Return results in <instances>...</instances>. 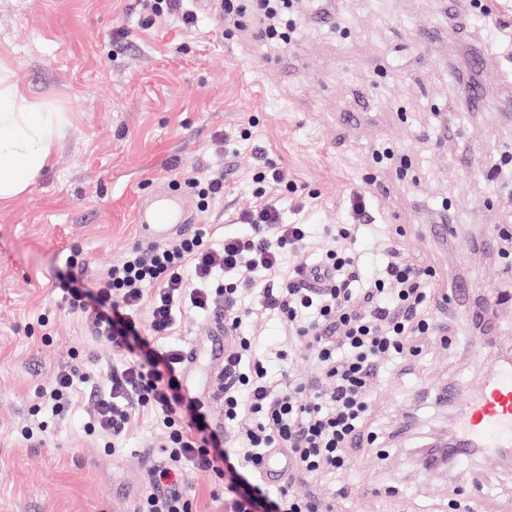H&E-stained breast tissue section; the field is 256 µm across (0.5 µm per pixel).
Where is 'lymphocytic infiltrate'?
I'll use <instances>...</instances> for the list:
<instances>
[{
	"label": "lymphocytic infiltrate",
	"instance_id": "f902f5d3",
	"mask_svg": "<svg viewBox=\"0 0 512 512\" xmlns=\"http://www.w3.org/2000/svg\"><path fill=\"white\" fill-rule=\"evenodd\" d=\"M247 12L268 43L285 47L296 39L292 0H224L229 23ZM241 221L251 233L225 235L217 246L199 232L169 244L141 242L92 284L72 272L60 280L67 310L120 356L108 392L90 395V431L120 444L143 410L162 434V458L147 474L151 490L137 512H193L191 496L174 479L185 464L223 480L224 512H320L316 500L295 492L296 481L351 469L354 451L377 440L371 406L379 382L437 335L435 273L407 259L389 228L380 231L389 258L364 282L347 248L358 225L334 226L317 263L288 271L285 258L308 245L309 225L285 223L278 201L267 196ZM183 302L224 319L220 430L184 389L189 355L164 343ZM263 314L288 329L272 351L243 333ZM299 348L314 362L315 379L292 375L274 384L268 364L286 363ZM96 381L90 368L65 366L41 397L58 408ZM277 453L288 458V476L273 484L264 470Z\"/></svg>",
	"mask_w": 512,
	"mask_h": 512
}]
</instances>
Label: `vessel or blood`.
<instances>
[{
    "mask_svg": "<svg viewBox=\"0 0 512 512\" xmlns=\"http://www.w3.org/2000/svg\"><path fill=\"white\" fill-rule=\"evenodd\" d=\"M194 221L178 193L159 195L153 204L140 206L137 214L143 234L157 242L185 232ZM448 397L457 404L459 422L455 445L448 450L450 456L464 458L476 451L490 456L512 447L511 368H497L477 392L455 386L449 389Z\"/></svg>",
    "mask_w": 512,
    "mask_h": 512,
    "instance_id": "b4317fda",
    "label": "vessel or blood"
}]
</instances>
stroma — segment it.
Returning a JSON list of instances; mask_svg holds the SVG:
<instances>
[{"label": "stroma", "instance_id": "stroma-1", "mask_svg": "<svg viewBox=\"0 0 512 512\" xmlns=\"http://www.w3.org/2000/svg\"><path fill=\"white\" fill-rule=\"evenodd\" d=\"M301 32L282 51L250 17L228 28L221 4L150 19L141 0H0V61L32 98L67 113L50 164L23 193L0 203V512H133L148 490L157 427L138 415L121 448L90 434L91 403L44 406L38 393L68 363L106 369L108 347L61 306L59 277L102 276L143 235L141 201L181 173L224 172V195L197 212L207 239L248 232L239 214L256 203L253 169L270 161L288 190L291 224L314 229L304 264L328 228L352 223L349 198L369 194L375 223L401 228L438 290L469 281L471 303L512 290L501 229L512 231V48L486 29L512 18V0H299ZM252 136L242 140L240 129ZM383 145L393 164L374 160ZM451 202L445 219L442 202ZM451 221L448 239L432 224ZM441 334L421 359L387 375L373 422L412 427L393 448L355 452L342 478L300 481L298 493L335 501L336 512H451L448 491L512 512V460L481 454L452 471L418 465L419 445L456 411L433 402L448 383L477 389L512 356V302L496 315V346L475 347L460 308L435 309ZM192 357L186 384L216 408L224 339L208 319L179 316L168 339ZM44 422L42 436L21 428ZM349 499L333 495L339 483Z\"/></svg>", "mask_w": 512, "mask_h": 512}]
</instances>
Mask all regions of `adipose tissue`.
Masks as SVG:
<instances>
[{"label":"adipose tissue","mask_w":512,"mask_h":512,"mask_svg":"<svg viewBox=\"0 0 512 512\" xmlns=\"http://www.w3.org/2000/svg\"><path fill=\"white\" fill-rule=\"evenodd\" d=\"M67 124L66 113L46 111L0 63V202L24 192L49 165Z\"/></svg>","instance_id":"ef3b65f1"}]
</instances>
